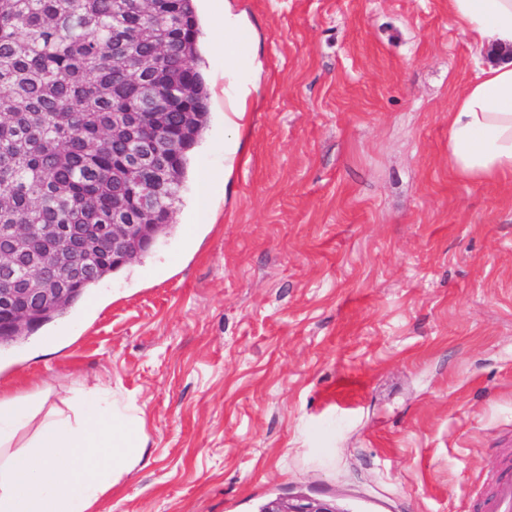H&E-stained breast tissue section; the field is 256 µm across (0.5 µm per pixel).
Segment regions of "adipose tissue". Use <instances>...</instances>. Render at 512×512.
I'll use <instances>...</instances> for the list:
<instances>
[{
    "label": "adipose tissue",
    "instance_id": "1",
    "mask_svg": "<svg viewBox=\"0 0 512 512\" xmlns=\"http://www.w3.org/2000/svg\"><path fill=\"white\" fill-rule=\"evenodd\" d=\"M455 23L474 40L512 52V0H448ZM224 53L225 124L241 132L249 100L259 90L261 64L231 0L212 30ZM448 167L460 179L494 183L512 174V59L478 68L448 114Z\"/></svg>",
    "mask_w": 512,
    "mask_h": 512
}]
</instances>
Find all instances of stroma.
<instances>
[{
	"label": "stroma",
	"instance_id": "1",
	"mask_svg": "<svg viewBox=\"0 0 512 512\" xmlns=\"http://www.w3.org/2000/svg\"><path fill=\"white\" fill-rule=\"evenodd\" d=\"M262 91L232 170L221 0L209 120L141 262L0 342V395L121 390L142 463L98 512H478L512 457V176L448 168L489 58L448 0H237ZM267 505H263L260 512L265 509L266 512H340L335 504L308 496L277 498L268 508Z\"/></svg>",
	"mask_w": 512,
	"mask_h": 512
}]
</instances>
